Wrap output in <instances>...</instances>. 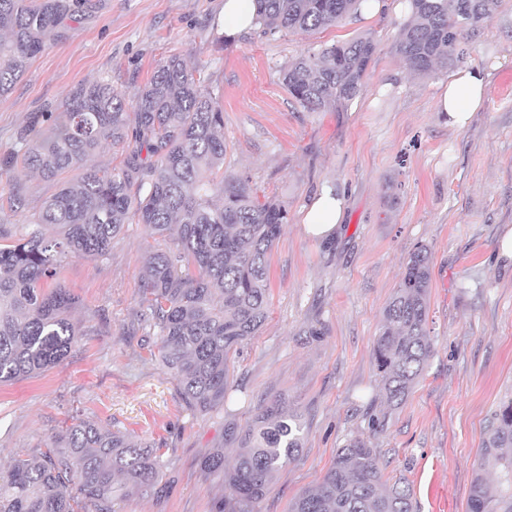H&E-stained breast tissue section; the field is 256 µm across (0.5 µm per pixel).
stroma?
Instances as JSON below:
<instances>
[{"label": "stroma", "instance_id": "1", "mask_svg": "<svg viewBox=\"0 0 512 512\" xmlns=\"http://www.w3.org/2000/svg\"><path fill=\"white\" fill-rule=\"evenodd\" d=\"M96 3L0 96V152L31 113L81 83L109 79L130 101L171 54L203 66L224 110L225 170L288 211L270 256L269 317L235 356L223 408L200 414L182 403L154 337L137 328L153 243L143 226L125 225L106 258L62 256L82 334L59 365L0 386V472L82 418L161 450L159 496L124 498L115 512H211L224 490L200 471L201 457L220 446L232 464L225 426L244 429L258 406L278 401L297 416L302 442L254 512H288L384 409L373 347L404 264L424 244L434 354L373 446L385 478L405 479L421 512L432 492L449 512H467L487 420L512 395V263L496 255L512 225V0H501L460 62L486 75L483 104L463 130L437 110L447 73L418 76L392 50L399 0L316 32L249 29L224 42V0ZM364 35L377 50L347 111H306L278 83L289 59ZM324 185L346 196L328 245L300 224Z\"/></svg>", "mask_w": 512, "mask_h": 512}]
</instances>
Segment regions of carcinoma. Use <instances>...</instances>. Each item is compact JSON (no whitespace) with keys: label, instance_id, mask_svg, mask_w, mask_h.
Here are the masks:
<instances>
[{"label":"carcinoma","instance_id":"cac0c4a2","mask_svg":"<svg viewBox=\"0 0 512 512\" xmlns=\"http://www.w3.org/2000/svg\"><path fill=\"white\" fill-rule=\"evenodd\" d=\"M264 34L314 32L350 17L361 0H254ZM499 0H408L393 49L432 77L462 58ZM93 0H0V96L8 94L50 41L69 37L67 21L93 12ZM376 43L366 36L304 53L279 70L289 96L309 112H343L363 92ZM203 70L172 54L139 87L129 121L125 98L99 79L78 85L59 107L36 112L0 155L11 211L26 208L18 165L54 182L24 227L0 220V385L60 364L78 342L75 296L59 283L60 258L107 255L132 220L163 242L150 253L138 293L142 321L157 336L162 366L185 405L224 407L233 356L268 317L269 258L288 210L259 202L249 179L224 171V111ZM128 145L119 171L89 160ZM430 251L417 246L388 301L374 361L387 407L371 420L386 430L432 353L428 330ZM298 420L279 403L262 406L241 433L236 462L224 448L200 461L228 494L213 512H254L276 473L301 447ZM468 512H512V397L493 412ZM161 455L153 443L76 419L54 445L17 459L0 477V512H112L117 499L156 490ZM288 512H414L409 484L384 478L371 438L336 452L320 483Z\"/></svg>","mask_w":512,"mask_h":512}]
</instances>
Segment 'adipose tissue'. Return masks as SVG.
Segmentation results:
<instances>
[{"label":"adipose tissue","mask_w":512,"mask_h":512,"mask_svg":"<svg viewBox=\"0 0 512 512\" xmlns=\"http://www.w3.org/2000/svg\"><path fill=\"white\" fill-rule=\"evenodd\" d=\"M485 91L482 69L466 68L453 74L439 98V110L448 123L466 128L479 109ZM345 200L333 187L323 186L313 202L301 214L304 233L312 238L328 240L335 237L343 216Z\"/></svg>","instance_id":"adipose-tissue-1"}]
</instances>
